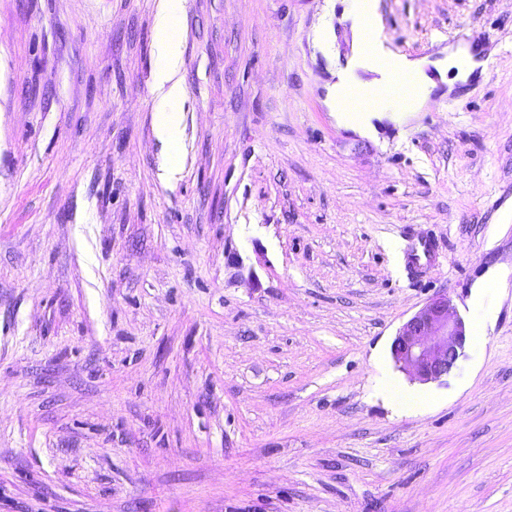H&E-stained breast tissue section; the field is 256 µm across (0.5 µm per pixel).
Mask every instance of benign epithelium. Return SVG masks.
I'll use <instances>...</instances> for the list:
<instances>
[{"label":"benign epithelium","instance_id":"obj_1","mask_svg":"<svg viewBox=\"0 0 512 512\" xmlns=\"http://www.w3.org/2000/svg\"><path fill=\"white\" fill-rule=\"evenodd\" d=\"M466 341V324L453 314L451 298L442 292L401 324L391 355L396 367L411 381L426 384L448 374Z\"/></svg>","mask_w":512,"mask_h":512}]
</instances>
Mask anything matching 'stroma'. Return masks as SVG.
<instances>
[{"label":"stroma","instance_id":"35a3bbf8","mask_svg":"<svg viewBox=\"0 0 512 512\" xmlns=\"http://www.w3.org/2000/svg\"><path fill=\"white\" fill-rule=\"evenodd\" d=\"M156 5L0 0V512H512V0H380L484 69L373 139L326 102L346 0H187L169 183ZM443 289L471 334L415 383ZM411 252L413 258L410 260V267L414 272H419L434 259L435 243L428 237L417 238L413 241ZM466 341V324L453 314L448 292H442L401 324L391 355L396 367L411 381L426 384L448 375Z\"/></svg>","mask_w":512,"mask_h":512}]
</instances>
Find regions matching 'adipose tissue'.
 <instances>
[{
  "label": "adipose tissue",
  "mask_w": 512,
  "mask_h": 512,
  "mask_svg": "<svg viewBox=\"0 0 512 512\" xmlns=\"http://www.w3.org/2000/svg\"><path fill=\"white\" fill-rule=\"evenodd\" d=\"M185 4L186 0H158L154 16L157 66L152 86L159 102L155 132L171 148L177 147L181 136L177 107L185 93L180 37ZM379 4L380 0H348L345 19L352 35V52L345 66L337 70L336 81L328 91V102L335 109L337 123L364 137L376 136V125L382 121L409 129L416 114L429 103L438 80H447L451 85L463 82L478 67L473 58L463 57L458 51L449 52L447 59L431 62L393 52L378 40L374 41L372 50H365L366 25L378 22ZM396 70L408 73L416 83L415 94L403 108L383 105L365 112L346 109L345 100L351 88L367 92L384 90Z\"/></svg>",
  "instance_id": "1"
}]
</instances>
